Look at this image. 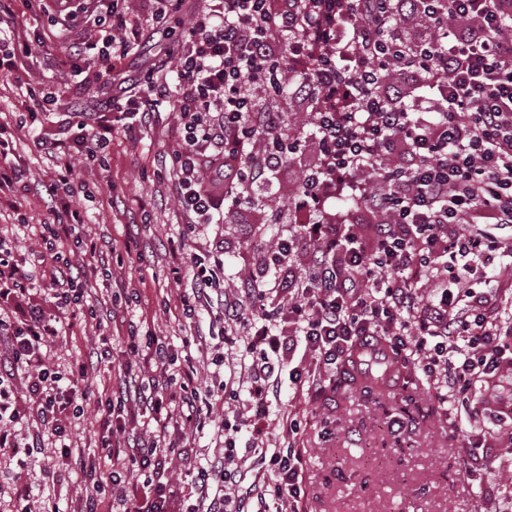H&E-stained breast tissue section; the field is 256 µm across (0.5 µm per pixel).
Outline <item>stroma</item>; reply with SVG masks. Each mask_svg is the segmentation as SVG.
I'll return each instance as SVG.
<instances>
[{"instance_id":"1","label":"stroma","mask_w":512,"mask_h":512,"mask_svg":"<svg viewBox=\"0 0 512 512\" xmlns=\"http://www.w3.org/2000/svg\"><path fill=\"white\" fill-rule=\"evenodd\" d=\"M196 8V0H182L176 12L162 22L169 37L142 36L139 47L120 65L121 73L142 78L164 59L176 57L183 31ZM13 9L20 35L33 47L31 56H18L11 71L0 72V123L11 134L9 159L26 170L30 192L23 211L26 223L13 225L11 217L0 214V229L8 232L6 244L16 259L39 264L45 280L59 272H87L88 298L112 308L115 322L102 328L83 319L64 322L62 334L48 348V359L59 372L69 364L87 358L101 336H109V364L89 371L88 385L81 400L84 421L71 429L75 452L100 459L101 477L110 481L113 461L98 442V425L105 396L128 359L118 336V317L138 321L140 332H150L174 346L179 365H193L201 386L216 382L211 362L219 325L214 318L200 315L181 317L167 310L166 300L190 291L191 272L174 279L168 241L184 230L186 217L175 200L170 179L156 173V159L172 142L177 118L160 109L134 137L116 132L104 150L105 163L74 162L75 205L89 216L86 234L104 245L101 254L46 255L41 246V226L47 218L44 184L52 178L55 161L42 150L39 140H72L77 123L106 121L99 102L112 93V77L89 75L79 80L69 70L56 68L48 55L61 41L98 39L97 28L71 27L60 36L53 16L31 13L25 0H14ZM56 92L50 111L30 113L20 103L28 91ZM318 157V146L309 140L285 168L268 193L275 203L291 204L303 167ZM271 208L252 209L244 224H212L201 228L193 242L198 254L218 250L224 254V281L237 284L253 269L251 242L254 234L270 237ZM131 244L133 250L149 256V264L119 263L111 244ZM136 285L140 309L126 310V298L119 295L120 281ZM195 335L199 344L186 347L182 339ZM310 423L299 445L305 448L310 480L307 485L308 512H480L482 500L462 473L468 449L465 431L477 430L488 450V465L503 477H512V425L485 417L469 418L466 412L451 416L429 390L414 365L402 369L395 388L382 397L366 396L360 385L344 381L328 385L325 393L305 404Z\"/></svg>"}]
</instances>
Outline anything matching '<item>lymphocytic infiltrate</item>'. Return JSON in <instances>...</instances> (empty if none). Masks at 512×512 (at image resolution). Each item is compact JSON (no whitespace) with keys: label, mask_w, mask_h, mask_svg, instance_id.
<instances>
[{"label":"lymphocytic infiltrate","mask_w":512,"mask_h":512,"mask_svg":"<svg viewBox=\"0 0 512 512\" xmlns=\"http://www.w3.org/2000/svg\"><path fill=\"white\" fill-rule=\"evenodd\" d=\"M93 19L105 28L101 41L69 47L53 56L56 66L81 74L116 67L144 25L109 9ZM396 71L409 72L410 83H390ZM289 75L302 80L297 92L319 158L280 212L281 231L254 241L260 274L228 288L192 259L189 241L222 208L245 223L247 199L299 153L284 114L262 105ZM164 103L178 133L158 172L173 182L187 218L169 253L195 282L179 303L188 318L215 308L226 351L213 361L231 362L234 373L220 385L224 413L216 415L194 367L172 374L174 350L128 329L132 359L117 409L99 421L102 447L122 463L106 512H175L168 474L176 461L188 478L186 512H307L303 421L272 405L286 395L318 397L361 348L382 344L413 361L452 412L498 389L512 368V246L501 235L512 227V0H197L175 66L158 65L101 109L143 124ZM112 132L84 124L74 150L46 143L57 171L45 252L68 244L86 256L99 251L73 204L72 157L96 158ZM336 197L353 207L327 211ZM486 272L494 277L487 291L461 290L466 276ZM35 280L34 267L0 251V459L32 456L50 438L62 464L93 482L96 458H72L69 443L89 370L79 362L59 373L45 352L63 319L94 321L98 311L78 276L65 291L48 289V307L31 304ZM21 372L28 407L13 384ZM129 402L149 434L127 433L119 410ZM177 419L217 424L223 448L201 458L181 447L168 430ZM273 422L277 445L265 434ZM467 441V477L495 512H512V481L483 468L476 435ZM244 452L257 466L242 468Z\"/></svg>","instance_id":"lymphocytic-infiltrate-1"}]
</instances>
